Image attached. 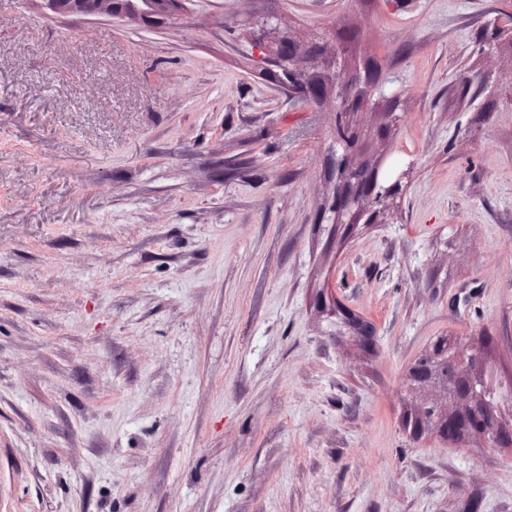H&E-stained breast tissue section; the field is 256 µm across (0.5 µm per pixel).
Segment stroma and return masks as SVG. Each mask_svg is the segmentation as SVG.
Returning <instances> with one entry per match:
<instances>
[{"instance_id": "obj_1", "label": "stroma", "mask_w": 512, "mask_h": 512, "mask_svg": "<svg viewBox=\"0 0 512 512\" xmlns=\"http://www.w3.org/2000/svg\"><path fill=\"white\" fill-rule=\"evenodd\" d=\"M348 44L401 88L396 165L336 204L335 89L251 42ZM512 0H0V512H512V446L447 440L450 342L512 421ZM60 14L92 15L106 5L112 15L152 22L178 16L185 0H44ZM119 4L118 8L116 5ZM295 69L304 76L299 81L292 78V83H288L290 85L289 91L298 101H304L307 98L319 100L321 95L326 92V83L323 82L319 75L313 74V76L311 71ZM402 174H398L397 178L387 186L379 183V170H368L366 177L362 181L344 182L349 190L343 195L338 192L336 198V213L339 216L347 215L352 208H360L362 205L376 204L380 205L390 197L391 193L398 187ZM372 196V197H371Z\"/></svg>"}]
</instances>
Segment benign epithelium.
<instances>
[{"mask_svg":"<svg viewBox=\"0 0 512 512\" xmlns=\"http://www.w3.org/2000/svg\"><path fill=\"white\" fill-rule=\"evenodd\" d=\"M50 8L60 14L92 15L102 6H107L113 15L125 18H138L144 22H152L172 18L184 11L185 0H46ZM276 28V18L267 17L261 25L260 33L252 40V48L260 62L266 65L283 66L301 56L312 57L323 66H330L336 73V103L339 112H361L369 106L371 91L380 92V98L392 102L400 96L398 89H386L389 80L376 76L366 78V88L350 96L343 81L354 75L346 70L347 63L343 51L336 50L329 55L321 42L310 41L304 44L290 40L271 43L266 34ZM289 91L299 101L308 98L320 99L326 92V83L320 76L309 71L303 72L301 80H292ZM400 179L384 186L379 183V171L369 170L362 181L348 182V192L338 193L336 213L343 216L352 208H360L369 203L380 205L390 197L398 187ZM433 363H417L412 377L417 382L436 381L448 389V393L460 403L458 409L448 413L441 419V428L450 438H461L466 435H479L493 448L512 446V425L506 426L496 416V406L489 398V391L480 379L471 376L469 364L471 360H458L453 374H441L442 366L448 362L447 352L438 349L433 353Z\"/></svg>","mask_w":512,"mask_h":512,"instance_id":"1","label":"benign epithelium"}]
</instances>
